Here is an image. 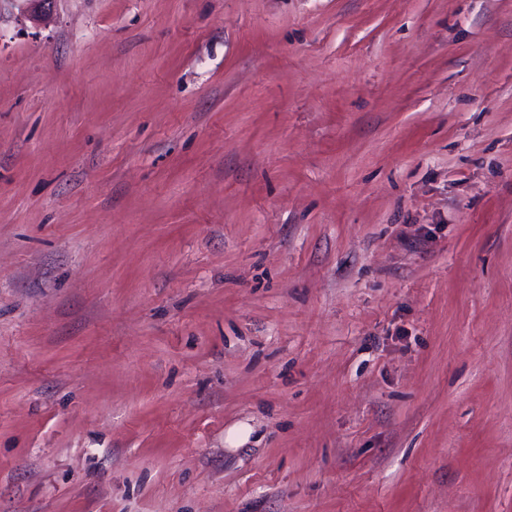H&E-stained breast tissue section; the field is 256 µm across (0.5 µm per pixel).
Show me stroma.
Instances as JSON below:
<instances>
[{"label":"stroma","mask_w":512,"mask_h":512,"mask_svg":"<svg viewBox=\"0 0 512 512\" xmlns=\"http://www.w3.org/2000/svg\"><path fill=\"white\" fill-rule=\"evenodd\" d=\"M0 512H512V0H0Z\"/></svg>","instance_id":"1"}]
</instances>
